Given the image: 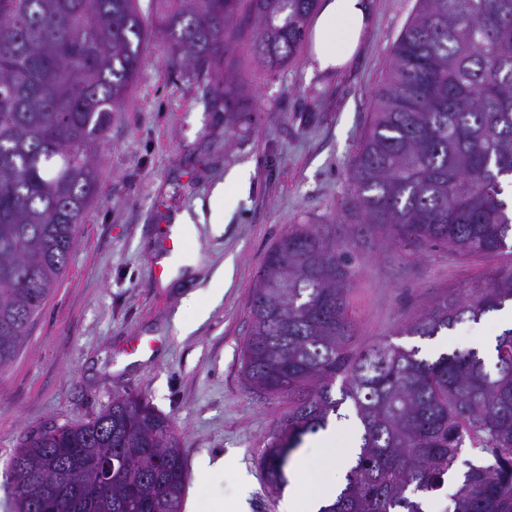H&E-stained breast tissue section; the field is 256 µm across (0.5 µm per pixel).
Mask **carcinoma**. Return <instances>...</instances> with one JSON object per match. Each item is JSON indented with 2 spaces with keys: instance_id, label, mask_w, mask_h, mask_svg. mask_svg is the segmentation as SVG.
Here are the masks:
<instances>
[{
  "instance_id": "obj_1",
  "label": "carcinoma",
  "mask_w": 512,
  "mask_h": 512,
  "mask_svg": "<svg viewBox=\"0 0 512 512\" xmlns=\"http://www.w3.org/2000/svg\"><path fill=\"white\" fill-rule=\"evenodd\" d=\"M155 25L174 66L240 98L224 58L243 37L284 67L317 0H159ZM149 22L139 0H0V370L18 357L64 275L94 163L125 105ZM354 160L350 223L388 241L494 256L512 249V0H419L375 93ZM350 258L325 224H293L267 250L242 346L250 388L290 404L261 463L269 494L291 452L330 416L353 417L359 445L319 512H424L452 482L448 512H512V329L495 361L476 349L350 348ZM512 302V267L413 315L400 336L433 339ZM350 405L352 413L341 409ZM480 453L465 461V449ZM16 512H182L188 469L171 419L139 394L79 424L25 434L9 462Z\"/></svg>"
}]
</instances>
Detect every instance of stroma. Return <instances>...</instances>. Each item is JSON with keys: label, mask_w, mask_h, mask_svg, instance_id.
Wrapping results in <instances>:
<instances>
[{"label": "stroma", "mask_w": 512, "mask_h": 512, "mask_svg": "<svg viewBox=\"0 0 512 512\" xmlns=\"http://www.w3.org/2000/svg\"><path fill=\"white\" fill-rule=\"evenodd\" d=\"M374 22L343 68L310 69V37L288 65L263 68L248 44L229 53L243 83L232 113L214 103L215 84L174 69L161 37L150 38L142 68L95 157L100 193L85 211L59 285L35 318L15 362L0 372V512H15L7 465L24 435L88 421L114 396L147 398L173 422L188 462L230 460L219 483L191 476L182 512H199L208 494L233 500L246 474L249 512H281L260 464L288 413L287 399L248 388L241 347L249 299L271 244L290 225L334 221L336 242L354 257L348 288L352 345L390 340L423 355L468 349L481 323L462 322L432 339L399 328L438 297L512 266V252L468 257L444 247L408 251L342 223L353 161L386 80L394 44L418 0H373ZM249 185L210 227L213 188L234 169ZM187 212L197 236L184 239L192 266L162 283L152 261L176 216ZM227 268L222 301L189 336L173 317H192L214 272Z\"/></svg>", "instance_id": "obj_1"}]
</instances>
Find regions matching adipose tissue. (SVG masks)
Returning <instances> with one entry per match:
<instances>
[{
  "instance_id": "obj_1",
  "label": "adipose tissue",
  "mask_w": 512,
  "mask_h": 512,
  "mask_svg": "<svg viewBox=\"0 0 512 512\" xmlns=\"http://www.w3.org/2000/svg\"><path fill=\"white\" fill-rule=\"evenodd\" d=\"M372 20L371 0H321L313 19L311 68L320 73L345 66L357 52ZM335 429H327L309 442L307 456L320 460V467L297 466L291 476V491L285 512H319L336 494V473L348 469L354 449L336 453Z\"/></svg>"
}]
</instances>
